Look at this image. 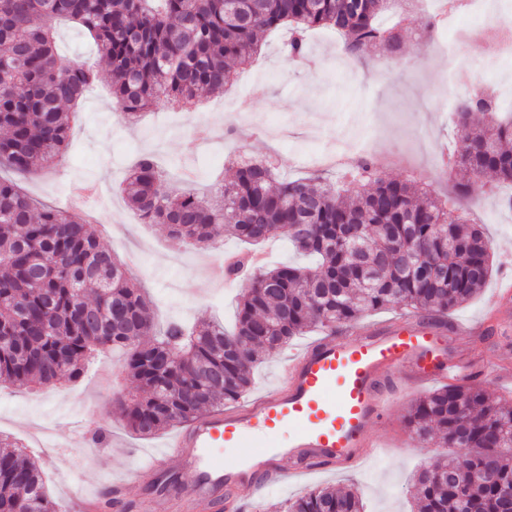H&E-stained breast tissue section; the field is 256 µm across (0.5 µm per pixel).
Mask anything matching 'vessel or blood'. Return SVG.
<instances>
[{"mask_svg": "<svg viewBox=\"0 0 512 512\" xmlns=\"http://www.w3.org/2000/svg\"><path fill=\"white\" fill-rule=\"evenodd\" d=\"M442 336L430 324L403 317L314 341L282 362L279 386L180 426L147 469L166 472L170 458H178L192 475L189 502L237 512L225 488L258 492L287 481L283 460L358 466L375 454L378 443L370 434L407 383L474 380L471 368L449 357ZM280 432L288 438L278 443ZM220 448L244 454L228 466L216 454Z\"/></svg>", "mask_w": 512, "mask_h": 512, "instance_id": "1", "label": "vessel or blood"}]
</instances>
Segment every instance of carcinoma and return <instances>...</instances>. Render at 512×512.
<instances>
[{
    "instance_id": "obj_1",
    "label": "carcinoma",
    "mask_w": 512,
    "mask_h": 512,
    "mask_svg": "<svg viewBox=\"0 0 512 512\" xmlns=\"http://www.w3.org/2000/svg\"><path fill=\"white\" fill-rule=\"evenodd\" d=\"M387 0H0V167L18 175L55 168L70 119L97 79L65 63L53 23L90 37L112 72V99L134 122L160 101L187 105L222 92L259 53L258 36L288 32L286 57L307 56V36L327 29L356 61L399 50L401 22L383 25ZM495 110L483 91L463 97L448 180L464 197L488 173L512 184V118L484 125ZM268 158L237 164L208 198L176 192L142 157L121 190L144 224H164L183 246L207 249L230 236L258 245L283 232L313 266L227 267L241 289L234 330L171 322L153 335L149 301L129 269L67 209L42 205L0 179V382L48 390L77 381L89 357L121 348L137 393L119 395L132 433L147 437L243 397L253 372L296 336L332 331L393 306L441 317L472 300L493 272L479 225L453 198L386 178L369 155L329 187L309 175L275 181ZM155 336L148 346L144 336ZM404 425L421 443L453 448L417 474L416 512H508L512 489V403L481 386L444 384L411 402ZM0 436V512H60L38 462ZM353 489L316 487L285 512H362Z\"/></svg>"
}]
</instances>
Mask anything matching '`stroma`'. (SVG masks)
<instances>
[{
  "instance_id": "35a3bbf8",
  "label": "stroma",
  "mask_w": 512,
  "mask_h": 512,
  "mask_svg": "<svg viewBox=\"0 0 512 512\" xmlns=\"http://www.w3.org/2000/svg\"><path fill=\"white\" fill-rule=\"evenodd\" d=\"M428 17L425 9L403 16V48L388 63L376 53L364 64L351 61L339 38L325 30L311 33L308 60L289 63L281 54L283 33L264 36L259 55L238 70L236 83L202 100L218 110L242 93L249 100V112L236 120L231 134L216 133L206 141L195 135L197 113L173 112L165 103L145 112L138 123L125 121L110 94V68L98 58L92 40L74 24L56 22L59 55L70 63L95 60L100 94L82 102L61 164L52 173L39 172L19 184L33 198L65 208L75 183L98 182L111 192V205L92 200L83 209L97 213L111 208L112 220L99 225V239L118 258L138 257L132 274L150 296L155 325L217 318L232 326L242 284L214 279L210 268L225 253L240 250V243L228 239L205 252L178 250L166 225L141 223L128 207L121 184L129 169L141 155H152L176 191L206 195L217 182L232 178L234 167L227 160L232 152L272 156L279 177L285 179L320 169L330 153L351 165L371 152L385 156L388 178L405 180L415 169L432 193L446 192L448 181L430 150L449 143L454 124L434 107L448 70L444 54L422 34ZM459 65L466 70L478 66L485 84L512 89V60L487 58L481 44H471L469 56ZM509 196L511 185H477L462 205L471 221L484 226L495 268L475 299L449 312L451 320L469 324L492 319L498 282L512 274V209L501 204ZM449 347L456 358L488 362L490 368L479 375V383L512 398V334L497 327L491 339L477 343L458 336ZM128 386L117 351L99 355L82 379L67 384L65 400L0 383V434L18 439L39 459L48 493L65 512L71 497H98L117 484L122 487L123 512H165L157 500L156 477L141 467L171 432L140 438L128 430L115 402L116 394ZM428 391L421 385L396 398L390 415L373 432L374 439L388 440L389 445L361 469L323 466L300 482L271 487L260 496L240 487L239 500L251 512H282L289 499L307 489L351 487L362 497L366 512H412L408 489L413 475L431 464L435 454L421 445L402 444L403 415L412 400ZM91 421L107 427L109 436L89 450L83 445V430Z\"/></svg>"
}]
</instances>
